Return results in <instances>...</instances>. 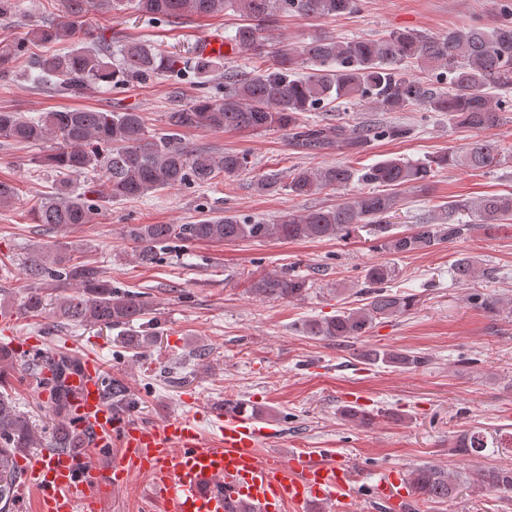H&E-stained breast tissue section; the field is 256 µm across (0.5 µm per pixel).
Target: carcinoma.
<instances>
[{"mask_svg": "<svg viewBox=\"0 0 512 512\" xmlns=\"http://www.w3.org/2000/svg\"><path fill=\"white\" fill-rule=\"evenodd\" d=\"M62 19L33 24L24 36L0 39V72H7L22 56L25 43L33 40L61 45L49 56H31L25 79L36 89L50 88L76 95L105 86L119 89L146 83L159 77L181 79L186 69L199 78L198 93L166 115L167 131L150 133L142 113L134 108L119 110L67 109L27 115L0 109V138L19 145L55 144L43 158L44 165L68 174H101L108 183L111 201L139 200L165 188L197 183L210 185L216 179L235 178L253 169L245 151L213 152L192 148L182 142L180 132L270 131L288 133L298 147L318 151L330 146L356 152L374 139L400 140L411 137L413 128L402 124L322 125L303 118L318 112L332 101L370 102L381 112H401L422 105L429 112L448 115L458 128L488 132L512 112V7L501 6L492 25L473 24L448 30L445 34L402 30L381 39L324 37L302 46L282 43L265 51L263 26L280 14L312 18L338 17L356 13L361 0H60ZM133 8L153 24L176 26L188 15L221 16L231 9L243 14L247 23L226 37L235 51L250 56L249 71L226 70L222 58L186 60L146 41L126 40L116 46L100 29L91 34L86 17L91 12L118 15ZM417 62L431 72L423 81L409 74L403 64ZM310 70L299 72L301 65ZM219 73L224 82L210 85L208 76ZM502 97L493 99L490 90ZM512 151L498 141L484 137L463 150L444 154L426 162L411 163L390 158L370 167L356 169L334 164L320 169L269 170L256 176L254 187L262 194L286 190L296 197L320 194L325 190L343 193L353 183L375 185L334 206L298 213L281 212L271 223L244 219L230 210L193 224H127L123 238L131 245L133 257L143 267L156 263L160 248L174 240L184 242H265L319 240L351 235L359 225L373 228L379 247L393 254L427 251L442 243L464 238L471 225L463 222L461 211L468 209L479 224L493 226L512 220V193L486 195L473 205L450 203L431 220L415 224L410 232L390 233L391 219L399 209L404 189H424L434 169L462 166L489 169ZM93 185L82 188L61 179L45 195L32 213L36 224L68 229L92 222L101 207ZM26 277L55 288L74 289L56 299L53 314L75 325H97L121 330L122 342L134 353L154 345L156 332L132 326L146 315L145 304L112 286V279L98 265L74 263L61 249L36 248L22 262ZM453 279L465 284L476 275V264L468 256L457 258L451 267ZM394 270L385 265L366 269L368 303L358 309L309 320L304 331L309 336L348 341L368 335L378 319L398 317L415 306L410 296L391 292ZM311 281L300 274H270L256 280L252 291L269 300L302 299ZM49 306L42 287L27 289L22 309L38 315ZM370 365L412 370L429 358L404 350L372 348L364 353ZM70 362L60 361L53 377L45 381L52 394V447L78 448L87 438L77 431L71 417L72 390L63 379ZM38 446L31 417L21 412L8 394L0 392V512H10L16 499L20 473L16 457ZM512 447V432L486 434L474 428L455 445L461 454L490 455ZM488 491L512 492V465H494L479 476ZM412 493L424 501H445L457 490L451 475L431 465L410 472Z\"/></svg>", "mask_w": 512, "mask_h": 512, "instance_id": "cac0c4a2", "label": "carcinoma"}]
</instances>
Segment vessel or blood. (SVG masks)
Here are the masks:
<instances>
[{"label":"vessel or blood","mask_w":512,"mask_h":512,"mask_svg":"<svg viewBox=\"0 0 512 512\" xmlns=\"http://www.w3.org/2000/svg\"><path fill=\"white\" fill-rule=\"evenodd\" d=\"M0 346L39 356L47 365L57 359L9 329L0 331ZM67 383L74 391L72 414L88 430L90 443L85 449L29 453L24 481L37 492L38 512H100L111 489L135 474L151 480L146 512H224L231 502L255 512H312L315 505L326 503L333 512H349L358 496L351 468L334 455L296 448L261 458L259 450L270 430L256 418L213 410L221 437L211 447L189 417L152 425L113 410L93 356L81 358ZM114 447L119 454L112 465L95 462V455ZM370 495L386 505L408 498L409 489L386 474L372 485Z\"/></svg>","instance_id":"b4317fda"}]
</instances>
